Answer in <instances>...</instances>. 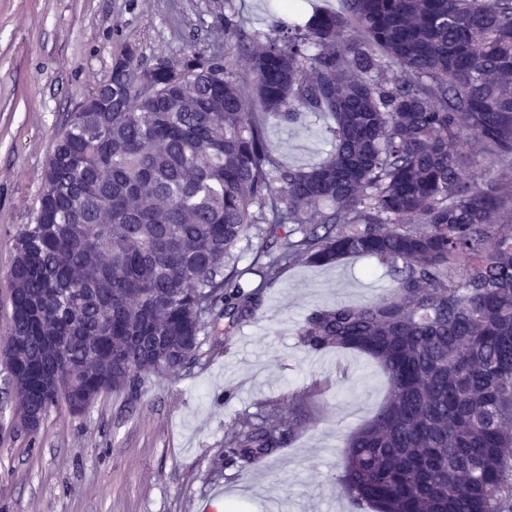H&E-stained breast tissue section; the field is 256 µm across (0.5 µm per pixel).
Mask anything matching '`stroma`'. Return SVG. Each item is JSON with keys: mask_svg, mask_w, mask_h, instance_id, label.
Here are the masks:
<instances>
[{"mask_svg": "<svg viewBox=\"0 0 512 512\" xmlns=\"http://www.w3.org/2000/svg\"><path fill=\"white\" fill-rule=\"evenodd\" d=\"M284 0H0V347L11 316L5 275L16 235L31 223L53 144L78 103L109 80L112 60L134 64L224 50V24L259 37L288 23ZM319 114L291 126L267 116L273 158L317 165L330 149ZM238 267L259 290L255 313L207 337L202 357L175 375L145 377L136 400L102 394L84 413L52 409L37 433L17 424L0 360V512H202L216 494L230 512H349L336 482L348 435L385 401L381 368L356 351L310 353L297 340L314 309L361 304L393 283L372 260L297 262L273 283ZM304 397L306 423L287 445L245 471L225 466L224 422L238 412L288 413Z\"/></svg>", "mask_w": 512, "mask_h": 512, "instance_id": "obj_1", "label": "stroma"}]
</instances>
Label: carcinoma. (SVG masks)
Returning <instances> with one entry per match:
<instances>
[{
  "label": "carcinoma",
  "mask_w": 512,
  "mask_h": 512,
  "mask_svg": "<svg viewBox=\"0 0 512 512\" xmlns=\"http://www.w3.org/2000/svg\"><path fill=\"white\" fill-rule=\"evenodd\" d=\"M134 55L113 60L101 111L70 114L17 235L3 356L20 404L81 414L193 367L259 305L245 240L274 250L253 268L267 283L371 258L388 296L297 331L390 382L336 481L357 512H512V0H345L276 38L241 30L222 55ZM261 112L324 114L331 150L278 164ZM57 370L67 395L44 381ZM291 437L278 411L245 412L224 423V463Z\"/></svg>",
  "instance_id": "cac0c4a2"
}]
</instances>
